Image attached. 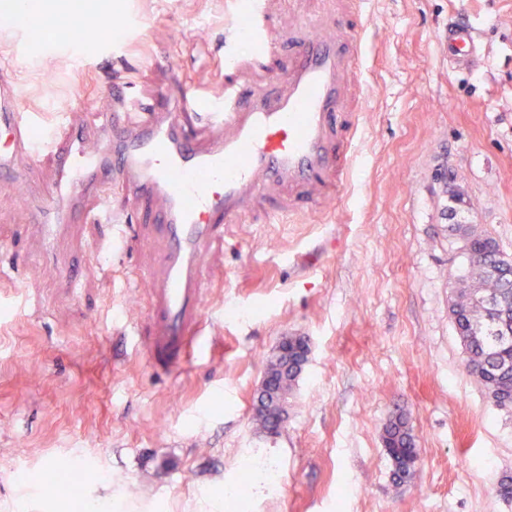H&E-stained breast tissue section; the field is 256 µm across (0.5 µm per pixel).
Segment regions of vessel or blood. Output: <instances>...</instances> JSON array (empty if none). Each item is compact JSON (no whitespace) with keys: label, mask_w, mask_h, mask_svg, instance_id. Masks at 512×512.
<instances>
[{"label":"vessel or blood","mask_w":512,"mask_h":512,"mask_svg":"<svg viewBox=\"0 0 512 512\" xmlns=\"http://www.w3.org/2000/svg\"><path fill=\"white\" fill-rule=\"evenodd\" d=\"M366 2L336 0L330 17L302 20L300 35L288 40L287 70L268 73L267 83L257 87L225 80L193 127L180 119L192 101L165 95L113 113L67 118L32 140L31 116L8 72L0 73V130L11 138L10 148L0 149V183L18 179L23 157L35 162L47 155L59 168L57 200L31 211L48 242L78 217L111 222L109 190L157 202L150 229L163 247L144 276L148 329L137 338L151 367L170 370L198 341L210 246L242 216L262 212L276 218L266 201L269 186L282 188L292 212H324L340 195L366 100L365 49L355 20ZM246 27L250 56L239 55L235 40L225 41V70L263 63L277 51L267 0H249ZM445 44L449 68L460 73L480 55L478 35L468 24L449 22ZM90 123L100 130L93 145L83 132ZM210 127L224 134L202 144ZM90 196L97 210L87 209Z\"/></svg>","instance_id":"1"}]
</instances>
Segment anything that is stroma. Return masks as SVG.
Returning a JSON list of instances; mask_svg holds the SVG:
<instances>
[{
    "instance_id": "35a3bbf8",
    "label": "stroma",
    "mask_w": 512,
    "mask_h": 512,
    "mask_svg": "<svg viewBox=\"0 0 512 512\" xmlns=\"http://www.w3.org/2000/svg\"><path fill=\"white\" fill-rule=\"evenodd\" d=\"M123 36L80 50L43 26L0 29V66L43 127L119 84L196 105L224 83L240 0H107ZM478 30L475 71L448 66L449 21ZM366 107L344 194L324 213L250 215L208 253L204 337L178 377L146 368L124 334L145 321L140 282L161 243L108 251L109 224L55 246L28 222L59 189L52 157L0 184V512H512V414L468 375L448 305L452 224L512 255V0H370L361 17ZM77 291L60 287L62 267ZM310 356L275 436L256 392L282 336ZM408 416L415 477L397 485L382 442ZM69 460L82 485L61 484ZM246 494H239L240 486Z\"/></svg>"
}]
</instances>
